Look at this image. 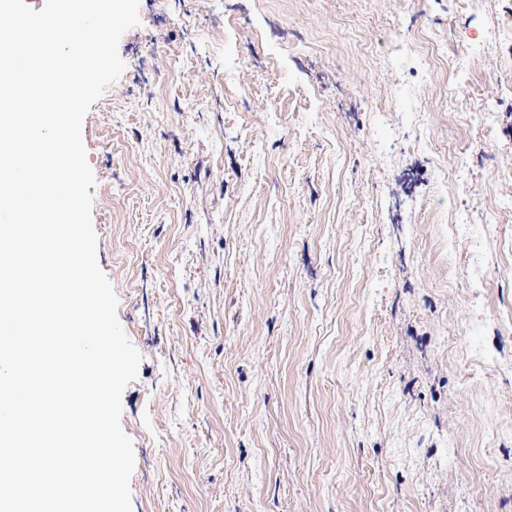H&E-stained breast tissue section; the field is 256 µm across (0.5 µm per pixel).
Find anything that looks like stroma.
I'll return each instance as SVG.
<instances>
[{"label": "stroma", "instance_id": "35a3bbf8", "mask_svg": "<svg viewBox=\"0 0 512 512\" xmlns=\"http://www.w3.org/2000/svg\"><path fill=\"white\" fill-rule=\"evenodd\" d=\"M139 16L82 129L132 512H512V0Z\"/></svg>", "mask_w": 512, "mask_h": 512}]
</instances>
